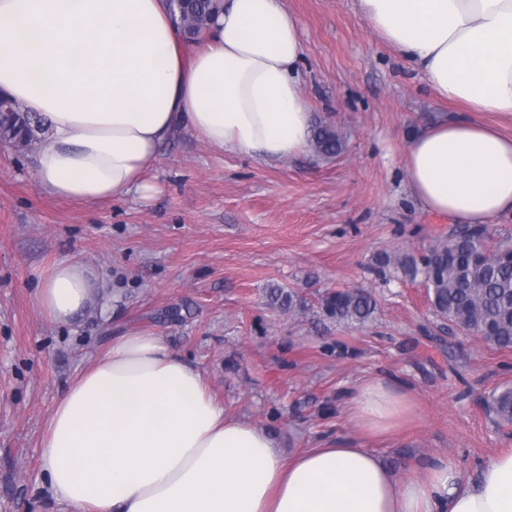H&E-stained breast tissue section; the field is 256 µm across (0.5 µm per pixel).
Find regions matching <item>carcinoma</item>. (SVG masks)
<instances>
[{"label": "carcinoma", "instance_id": "1", "mask_svg": "<svg viewBox=\"0 0 512 512\" xmlns=\"http://www.w3.org/2000/svg\"><path fill=\"white\" fill-rule=\"evenodd\" d=\"M172 17L186 36L206 27L220 7V0H167ZM9 111L0 109V139L22 138L32 145L43 131L28 112L9 98ZM317 152L323 156L341 153L344 138L330 125H318L312 133ZM398 264L412 275L423 273L427 295L435 315L465 335L479 336L492 348L512 350V241L492 242L486 225H460L437 240L421 258L408 263L401 255L385 257V264ZM268 305L290 316L314 309L320 316L341 325H363L376 310L372 295L359 288L327 291L313 306L293 289L272 286L266 294ZM489 413L499 428L512 426V388L493 392L486 399Z\"/></svg>", "mask_w": 512, "mask_h": 512}]
</instances>
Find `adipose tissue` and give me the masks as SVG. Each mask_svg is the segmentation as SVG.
<instances>
[{
  "mask_svg": "<svg viewBox=\"0 0 512 512\" xmlns=\"http://www.w3.org/2000/svg\"><path fill=\"white\" fill-rule=\"evenodd\" d=\"M373 30L463 117L408 146L405 180L430 213L490 225L512 215V136L475 120L512 117V0H358ZM299 23L283 0H226L203 46L185 44L166 0H0V92L46 133L40 189L91 204L149 195L150 162L176 125L249 156L302 153ZM90 265L56 261L34 302L68 322L104 307ZM412 409L380 378L344 413L391 431ZM42 473L69 512H512V451L464 480L438 457L400 479L365 445L286 457L267 428L225 414L201 369L162 336L133 329L69 385L41 440Z\"/></svg>",
  "mask_w": 512,
  "mask_h": 512,
  "instance_id": "1",
  "label": "adipose tissue"
}]
</instances>
